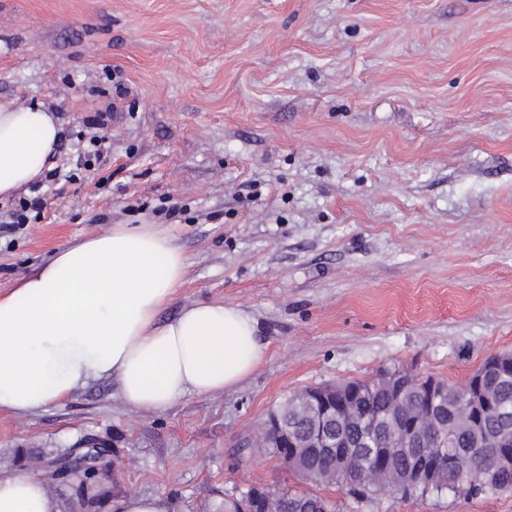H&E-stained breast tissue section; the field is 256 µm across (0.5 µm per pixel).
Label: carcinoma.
<instances>
[{
  "label": "carcinoma",
  "instance_id": "obj_1",
  "mask_svg": "<svg viewBox=\"0 0 512 512\" xmlns=\"http://www.w3.org/2000/svg\"><path fill=\"white\" fill-rule=\"evenodd\" d=\"M401 373V369L384 370L368 380H348L334 384L336 389V418L326 421L325 428L330 442L327 447L348 454L351 460L367 463L385 457L387 471L392 477L362 480L353 484L345 474V465L337 456L322 448H307L296 459L289 458L276 444L263 452L279 458L308 483L323 486L342 484L356 499H368L386 494L398 499L423 498L429 495L458 494L494 496L512 489V469L499 474L494 483L484 479V464L493 449L483 448L480 438L484 433L499 428L504 419H512V352H502L488 357L461 385L441 381L435 390V403L425 383H410L405 389L407 406L433 410L453 421L456 416V395L469 394L476 409L470 414V424L464 428L448 429L440 434L423 430L424 442H415L402 448L393 443L388 425L395 421L403 427L411 419L397 417L393 412L392 397L387 390L388 378ZM302 390L291 393L269 413L279 416L298 438L304 439L320 422L323 405L319 401L304 407ZM461 448L466 456L459 470L464 481H459L457 471L448 469V451ZM257 504L253 512H336L334 502L322 495L288 491L264 486L258 489Z\"/></svg>",
  "mask_w": 512,
  "mask_h": 512
}]
</instances>
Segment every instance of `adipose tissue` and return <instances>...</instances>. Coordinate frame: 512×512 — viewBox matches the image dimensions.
I'll return each instance as SVG.
<instances>
[{
  "instance_id": "ef3b65f1",
  "label": "adipose tissue",
  "mask_w": 512,
  "mask_h": 512,
  "mask_svg": "<svg viewBox=\"0 0 512 512\" xmlns=\"http://www.w3.org/2000/svg\"><path fill=\"white\" fill-rule=\"evenodd\" d=\"M58 144L54 112L0 100V199L38 180ZM185 275L181 248L154 224H114L58 250L0 297V411L36 413L91 379H115L136 410L238 387L265 358L258 322L197 302L159 324ZM0 512L59 508L39 477L0 473Z\"/></svg>"
}]
</instances>
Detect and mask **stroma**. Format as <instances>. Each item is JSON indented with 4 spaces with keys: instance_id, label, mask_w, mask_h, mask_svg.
<instances>
[{
    "instance_id": "35a3bbf8",
    "label": "stroma",
    "mask_w": 512,
    "mask_h": 512,
    "mask_svg": "<svg viewBox=\"0 0 512 512\" xmlns=\"http://www.w3.org/2000/svg\"><path fill=\"white\" fill-rule=\"evenodd\" d=\"M0 98L56 113L63 173L0 200L43 202L0 235V297L76 239L156 224L187 264L160 321L237 304L267 346L236 389L161 411L100 379L1 412V472L60 512L133 493L211 512L263 485L339 512H512V490L355 499L242 444L291 391L394 368L459 384L512 351V0H0Z\"/></svg>"
}]
</instances>
